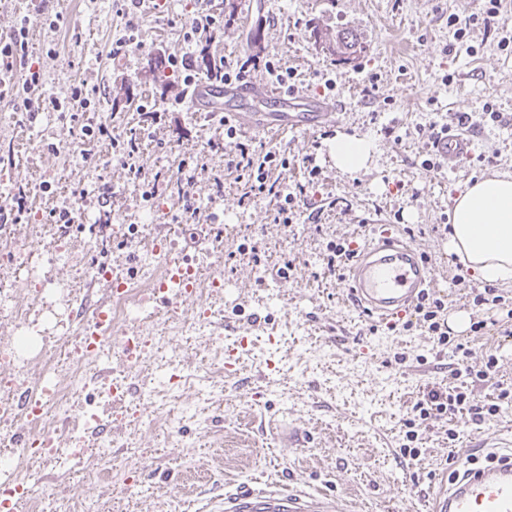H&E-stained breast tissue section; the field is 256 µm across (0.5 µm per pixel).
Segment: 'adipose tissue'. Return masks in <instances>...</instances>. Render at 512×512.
<instances>
[{"label": "adipose tissue", "mask_w": 512, "mask_h": 512, "mask_svg": "<svg viewBox=\"0 0 512 512\" xmlns=\"http://www.w3.org/2000/svg\"><path fill=\"white\" fill-rule=\"evenodd\" d=\"M448 251L491 285L512 284V174L475 181L450 216Z\"/></svg>", "instance_id": "1"}]
</instances>
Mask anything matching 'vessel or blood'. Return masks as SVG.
Here are the masks:
<instances>
[{"mask_svg": "<svg viewBox=\"0 0 512 512\" xmlns=\"http://www.w3.org/2000/svg\"><path fill=\"white\" fill-rule=\"evenodd\" d=\"M252 84L217 87L195 85L191 96L198 111L223 114L246 130L266 132L322 125L332 110L320 100L298 93H267V110L252 108ZM473 139L457 123L439 135L435 150L448 167L470 154ZM432 282L423 255L404 245L389 230H380L357 255L347 281L348 298L374 322L391 324L404 318ZM324 493L286 488H245L224 499V512H335ZM429 512H512V452L491 453L488 464L463 466L442 478Z\"/></svg>", "mask_w": 512, "mask_h": 512, "instance_id": "b4317fda", "label": "vessel or blood"}]
</instances>
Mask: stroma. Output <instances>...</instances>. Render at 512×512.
<instances>
[{"label": "stroma", "mask_w": 512, "mask_h": 512, "mask_svg": "<svg viewBox=\"0 0 512 512\" xmlns=\"http://www.w3.org/2000/svg\"><path fill=\"white\" fill-rule=\"evenodd\" d=\"M53 8L66 26L58 53L49 54L40 24L30 32L42 94L50 102L83 83L97 89V108L48 106L33 119L0 109V175L24 188L29 210L25 223L8 227L0 283L24 287L17 261L30 251L52 292L50 311L30 312L31 334L21 337L29 388L44 386L51 361L79 372L92 388L129 378L131 393L121 406L99 400L90 408L77 393L52 426L63 448L83 434L82 455L65 465L23 458L21 475L34 476L68 512L89 500L98 512H216L224 494L258 481L326 493L338 512L350 503L356 512H426L450 459L468 456L475 440L512 441V403H505L479 423L465 414L416 425L421 454L401 455L414 405L427 388L459 385L457 366L476 371L496 357L489 381L472 388L476 400L512 389V336L499 326L457 331L471 350L457 360L426 329L375 327L327 267L328 243L360 246L374 223L388 224L429 261V294L445 302L448 315L476 316L473 296L484 284L449 255L443 227L467 183L512 173V50L499 49L479 27L467 47L449 50L448 16L482 13L484 0H142L127 14L117 0H54ZM203 12L225 22L208 42L211 58L275 56L294 70L299 92L333 104V117L320 128L240 136L288 158L280 174L287 187L304 181L302 160L314 156L321 174L309 201L321 211L318 222L302 209L292 223L275 224L270 199L241 202V186L225 166L223 127L175 104L178 76L154 81L156 62L187 52L184 30ZM132 27L136 44L120 48ZM316 29L351 32L365 50L355 58L332 55L315 42ZM488 103L500 121L481 122ZM143 105L159 113L148 129ZM462 117L474 137L471 156L456 169L425 173L419 130ZM86 124L106 126L109 134L83 144ZM117 135L141 137L140 171L121 159L112 144ZM340 135L371 141L368 168L337 169L330 144ZM188 157L198 160L188 193L200 216L176 223L172 217L185 205L177 169ZM147 179L157 184L152 204L142 197ZM103 191L110 207L98 203ZM71 204L81 207L82 223L51 221V211ZM159 234L167 258L224 282L222 294L180 304L183 319L209 310L205 328L166 335L168 314L151 302L142 307L149 325L114 321L99 356L77 353L72 336L80 323L69 319L70 309L88 317L112 300L108 281L87 279V270L102 265L113 278L130 280L138 239ZM287 261L292 270L277 276ZM148 328L156 334L154 352L127 375L119 339ZM234 345L238 361L229 366L224 351ZM291 426L301 448L273 437Z\"/></svg>", "instance_id": "stroma-1"}]
</instances>
